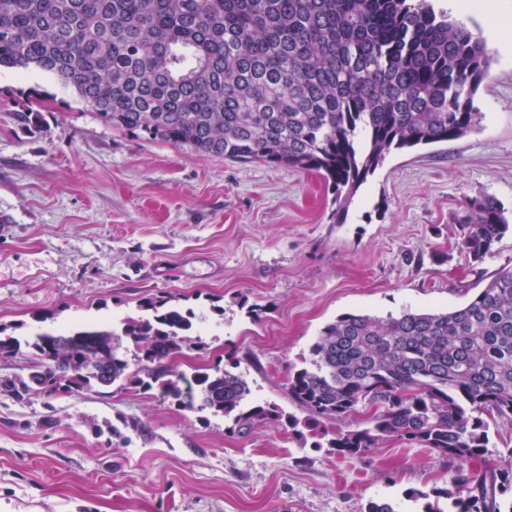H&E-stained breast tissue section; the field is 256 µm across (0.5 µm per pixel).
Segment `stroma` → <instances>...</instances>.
I'll list each match as a JSON object with an SVG mask.
<instances>
[{"label":"stroma","instance_id":"stroma-1","mask_svg":"<svg viewBox=\"0 0 512 512\" xmlns=\"http://www.w3.org/2000/svg\"><path fill=\"white\" fill-rule=\"evenodd\" d=\"M468 28L490 57L473 99L479 126L445 144L398 150L361 185L345 223L315 173L202 157L103 124L72 90L0 72V327L12 336L117 325L152 297L209 313L178 373L237 365L250 405L304 418L288 397L321 329L344 313L384 317L462 306L512 265V232L482 261L452 217L489 195L512 212V39ZM53 95L40 131L17 128L24 91ZM224 308L210 314L211 306ZM140 432L105 439L117 416ZM485 460L461 465L390 440L340 457L285 423L248 433L157 390L0 395V512H366L373 500L423 512L439 493L512 453L491 426Z\"/></svg>","mask_w":512,"mask_h":512}]
</instances>
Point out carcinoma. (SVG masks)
<instances>
[{
  "label": "carcinoma",
  "mask_w": 512,
  "mask_h": 512,
  "mask_svg": "<svg viewBox=\"0 0 512 512\" xmlns=\"http://www.w3.org/2000/svg\"><path fill=\"white\" fill-rule=\"evenodd\" d=\"M489 66L484 42L427 0H0V69L74 89L101 122L137 138L315 172L333 191L338 224L392 150L447 143L480 124L473 97ZM34 103L45 106L37 85L12 113L27 132L44 122ZM452 223L476 262L512 229L489 196L469 199ZM143 308L118 331L0 336V358L29 353L27 373L0 375V393L26 401L156 385L240 430L285 418L313 437L332 434L341 456L393 439L462 464L488 453L489 419L512 425V266L451 311L345 313L327 324L310 367L288 378L302 422L274 405L247 407L242 372H172L183 348L201 344L196 314L165 299ZM125 342L147 367L130 370ZM360 406L373 409L368 426L343 429ZM470 483L451 512H504L512 465Z\"/></svg>",
  "instance_id": "carcinoma-1"
}]
</instances>
